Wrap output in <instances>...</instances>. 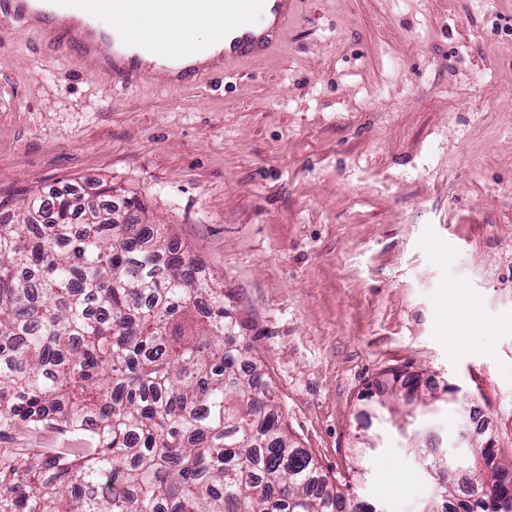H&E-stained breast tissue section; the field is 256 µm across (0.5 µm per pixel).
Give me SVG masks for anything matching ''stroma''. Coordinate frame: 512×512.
I'll use <instances>...</instances> for the list:
<instances>
[{
	"label": "stroma",
	"instance_id": "stroma-1",
	"mask_svg": "<svg viewBox=\"0 0 512 512\" xmlns=\"http://www.w3.org/2000/svg\"><path fill=\"white\" fill-rule=\"evenodd\" d=\"M297 9L275 51L177 89L84 74L0 16V200L137 195L223 281L293 438L361 500L415 512L429 474L363 413L385 371L454 387L512 457V0ZM459 424L445 401L414 422L443 450Z\"/></svg>",
	"mask_w": 512,
	"mask_h": 512
}]
</instances>
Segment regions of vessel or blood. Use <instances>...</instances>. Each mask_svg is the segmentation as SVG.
Wrapping results in <instances>:
<instances>
[{
	"instance_id": "obj_1",
	"label": "vessel or blood",
	"mask_w": 512,
	"mask_h": 512,
	"mask_svg": "<svg viewBox=\"0 0 512 512\" xmlns=\"http://www.w3.org/2000/svg\"><path fill=\"white\" fill-rule=\"evenodd\" d=\"M224 14V55L221 63L231 72L249 59L262 56L279 43L290 22L296 19V0H185L186 7L196 2ZM71 14L90 21L103 9V0H62ZM114 11L135 7L160 19L170 17V0H113ZM112 79L131 87L147 81V74L133 62L123 60L121 45L112 47Z\"/></svg>"
}]
</instances>
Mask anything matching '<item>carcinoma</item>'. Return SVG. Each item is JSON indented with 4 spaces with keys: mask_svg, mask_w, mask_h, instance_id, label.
I'll use <instances>...</instances> for the list:
<instances>
[{
    "mask_svg": "<svg viewBox=\"0 0 512 512\" xmlns=\"http://www.w3.org/2000/svg\"><path fill=\"white\" fill-rule=\"evenodd\" d=\"M66 184L0 201V440L46 431L81 448L0 446V512H372L288 435L270 378L199 261L138 198ZM374 409L419 396L389 371ZM428 512H512V460H465L474 488L413 446Z\"/></svg>",
    "mask_w": 512,
    "mask_h": 512,
    "instance_id": "carcinoma-1",
    "label": "carcinoma"
}]
</instances>
